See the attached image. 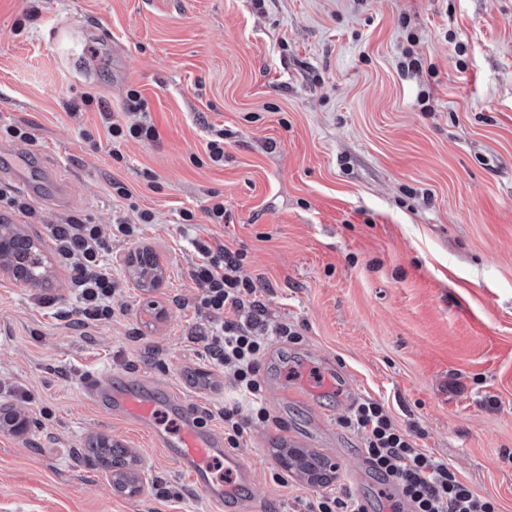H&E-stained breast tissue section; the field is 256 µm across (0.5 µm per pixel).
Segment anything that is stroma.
<instances>
[{
    "label": "stroma",
    "mask_w": 512,
    "mask_h": 512,
    "mask_svg": "<svg viewBox=\"0 0 512 512\" xmlns=\"http://www.w3.org/2000/svg\"><path fill=\"white\" fill-rule=\"evenodd\" d=\"M57 28L79 60L51 44ZM407 56L420 75L401 70ZM131 89L159 137L122 141L115 159L109 121L136 122ZM0 190L30 204L0 214L49 265L34 288L0 273V407L26 423L0 428V512H218L86 392L101 372L144 377L161 427L177 429L175 397L223 430L240 398L195 338L197 239L242 252L268 317L301 335L260 362L271 417L243 422L248 512H296L320 492L280 462L289 433L333 465V487L383 512L388 486L349 476L362 454L339 425L350 393L418 426V447L512 512V0H0ZM212 192L220 224L205 218ZM143 209L139 239L113 236ZM70 220L109 246L111 319H72L51 234ZM143 249L164 272L150 291L127 264ZM98 439L136 457L138 492L85 455Z\"/></svg>",
    "instance_id": "stroma-1"
}]
</instances>
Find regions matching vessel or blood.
Instances as JSON below:
<instances>
[{
  "label": "vessel or blood",
  "mask_w": 512,
  "mask_h": 512,
  "mask_svg": "<svg viewBox=\"0 0 512 512\" xmlns=\"http://www.w3.org/2000/svg\"><path fill=\"white\" fill-rule=\"evenodd\" d=\"M88 391L95 404L108 407L115 416L130 420L138 428L148 431L157 446L168 449L177 459L181 471L190 477L207 501L218 504L236 494L235 489L214 480L210 468L212 459H223L227 471L236 473L241 481H249L250 474L239 454L225 449L218 431L202 426L196 407L179 400L171 403L170 409L180 424L178 434L174 435L154 420L156 404L151 382L129 386L104 374L91 380Z\"/></svg>",
  "instance_id": "1"
}]
</instances>
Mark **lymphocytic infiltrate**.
Here are the masks:
<instances>
[{"label": "lymphocytic infiltrate", "instance_id": "obj_1", "mask_svg": "<svg viewBox=\"0 0 512 512\" xmlns=\"http://www.w3.org/2000/svg\"><path fill=\"white\" fill-rule=\"evenodd\" d=\"M53 236L77 288L81 324L114 315L116 284L111 267L102 259L108 245L98 225L63 224L54 228ZM195 250L193 276L201 288L196 305L212 317L199 336L207 341L208 356L247 400L252 418L268 420L259 380L260 357L271 337L294 343L300 335L288 323L266 319L255 283L240 274L241 252L201 241ZM341 423L362 433L372 471L382 481L398 484L392 512H499L492 498L462 481L447 461L418 448L413 430L402 429L382 403L360 400Z\"/></svg>", "mask_w": 512, "mask_h": 512}]
</instances>
